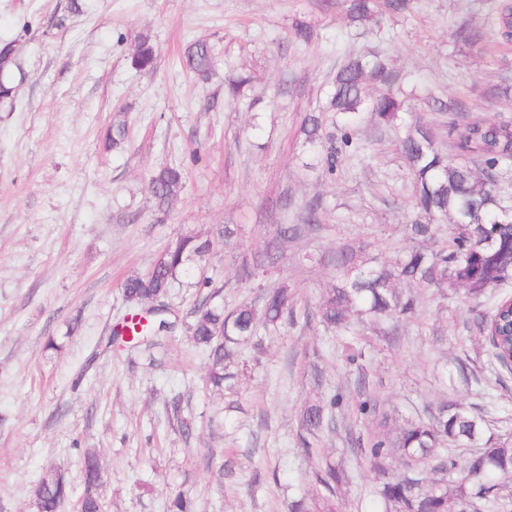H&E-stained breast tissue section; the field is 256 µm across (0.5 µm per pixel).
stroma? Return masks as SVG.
Wrapping results in <instances>:
<instances>
[{
	"instance_id": "obj_1",
	"label": "stroma",
	"mask_w": 512,
	"mask_h": 512,
	"mask_svg": "<svg viewBox=\"0 0 512 512\" xmlns=\"http://www.w3.org/2000/svg\"><path fill=\"white\" fill-rule=\"evenodd\" d=\"M493 7L411 0L405 14L363 31L319 0H0V45L19 46L26 75L13 106L0 107V512H35L32 488L49 468L81 493V447L100 453L105 512H165L177 493L196 512H289L319 491L329 464L348 473L336 488L338 512H380L360 450L374 431L356 408L361 368L395 423L490 400L485 439L512 434V375L489 369L462 293L414 289L415 317L357 319L341 335L312 319L336 282L337 249L390 263L408 247L413 183L401 129L361 124L360 151L330 179L305 168L300 132L343 55L365 48L397 72L410 112L429 122L441 150L451 149L450 124L483 115L512 122V42L490 36L469 46L451 36L463 19L488 26ZM298 20L315 29L309 45L289 41ZM141 32L156 47L149 71L130 61ZM198 39L217 53L205 85L192 82L184 60ZM240 70L255 76L256 107L224 97L225 77ZM432 97L466 109L432 111ZM119 121L127 136L114 149L106 132ZM177 163L183 188L161 217L149 178ZM315 195L322 230L242 281V267ZM225 226L231 238L220 235ZM185 235L210 248L167 298L178 326L150 350L107 348L129 311L122 283ZM203 276L221 286L229 309L282 282L297 293L288 321L244 348L220 391L182 326ZM50 339L56 349H46ZM353 349L361 365L348 362ZM459 360L473 381L441 382L438 369ZM337 391L346 402L335 429L301 431L302 406Z\"/></svg>"
}]
</instances>
